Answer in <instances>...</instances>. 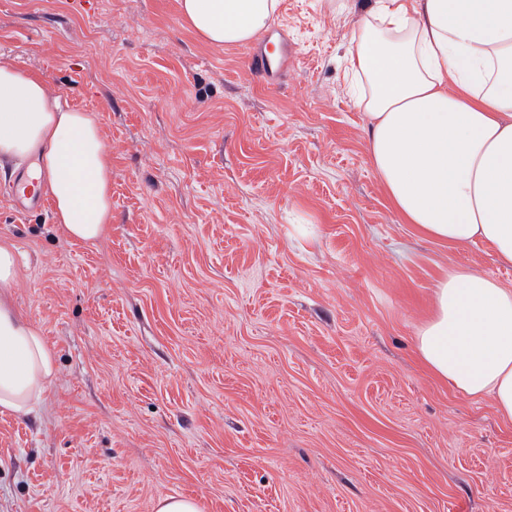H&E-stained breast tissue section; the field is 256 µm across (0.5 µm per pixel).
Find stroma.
I'll return each instance as SVG.
<instances>
[{
	"instance_id": "stroma-1",
	"label": "stroma",
	"mask_w": 512,
	"mask_h": 512,
	"mask_svg": "<svg viewBox=\"0 0 512 512\" xmlns=\"http://www.w3.org/2000/svg\"><path fill=\"white\" fill-rule=\"evenodd\" d=\"M0 0V63L94 113L112 222L76 243L0 163L15 307L59 374L0 413V512H512V423L417 357L448 270L512 287L483 242L403 223L345 91L366 0H280L287 77L203 42L178 0ZM156 512H201V507L193 498L161 496L155 505Z\"/></svg>"
}]
</instances>
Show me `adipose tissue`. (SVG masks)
<instances>
[{
    "label": "adipose tissue",
    "instance_id": "1",
    "mask_svg": "<svg viewBox=\"0 0 512 512\" xmlns=\"http://www.w3.org/2000/svg\"><path fill=\"white\" fill-rule=\"evenodd\" d=\"M279 0H179L205 42L244 43ZM371 163L402 221L451 246L489 244L512 264V0H369L347 48ZM0 158L29 178L77 242L112 221V158L96 117L64 107L42 77L0 64ZM16 257L0 245V413L29 415L57 375L39 327L11 302ZM420 361L512 422V288L459 266L416 334Z\"/></svg>",
    "mask_w": 512,
    "mask_h": 512
}]
</instances>
